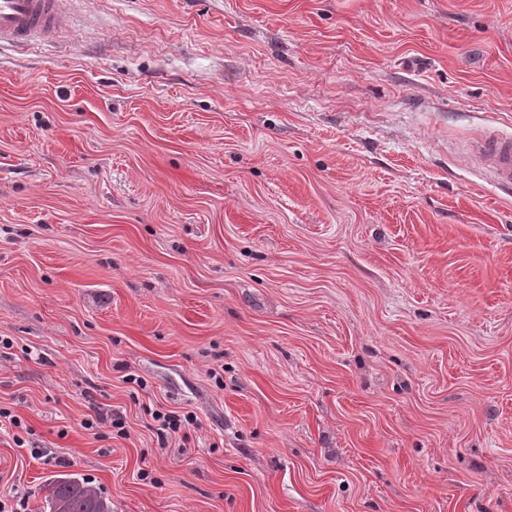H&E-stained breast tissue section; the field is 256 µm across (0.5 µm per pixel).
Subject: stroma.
<instances>
[{"label": "stroma", "mask_w": 512, "mask_h": 512, "mask_svg": "<svg viewBox=\"0 0 512 512\" xmlns=\"http://www.w3.org/2000/svg\"><path fill=\"white\" fill-rule=\"evenodd\" d=\"M69 12L0 49V501L512 512V0ZM479 158L490 168L495 183L512 189V137L507 134L487 133L475 141ZM151 417L155 422L159 423L157 434L159 439L165 440L170 433H178L183 428L196 423V417L192 413L176 414L162 413L159 411L151 412ZM45 502L48 512L53 504L63 507L62 512H112V503L84 479L61 474L46 480Z\"/></svg>", "instance_id": "1"}]
</instances>
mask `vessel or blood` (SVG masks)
I'll use <instances>...</instances> for the list:
<instances>
[{
  "label": "vessel or blood",
  "instance_id": "1",
  "mask_svg": "<svg viewBox=\"0 0 512 512\" xmlns=\"http://www.w3.org/2000/svg\"><path fill=\"white\" fill-rule=\"evenodd\" d=\"M66 0H0V45L30 46L67 29ZM497 186L512 189V136L487 133L475 142Z\"/></svg>",
  "mask_w": 512,
  "mask_h": 512
}]
</instances>
